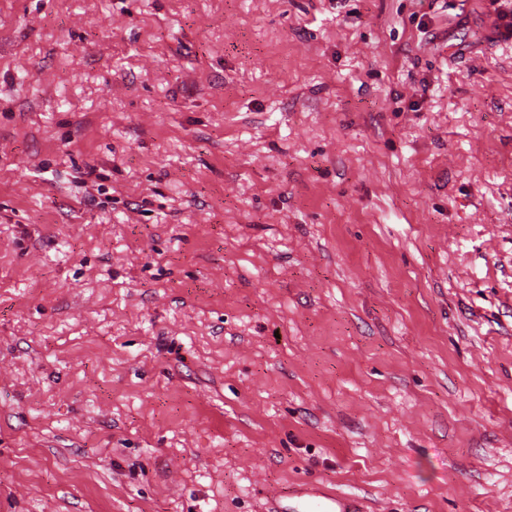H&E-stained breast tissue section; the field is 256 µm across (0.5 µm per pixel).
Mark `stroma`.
I'll use <instances>...</instances> for the list:
<instances>
[{
	"label": "stroma",
	"instance_id": "35a3bbf8",
	"mask_svg": "<svg viewBox=\"0 0 512 512\" xmlns=\"http://www.w3.org/2000/svg\"><path fill=\"white\" fill-rule=\"evenodd\" d=\"M489 9L0 0V512H512ZM266 512H364L356 496L337 492L319 482H301L271 498Z\"/></svg>",
	"mask_w": 512,
	"mask_h": 512
}]
</instances>
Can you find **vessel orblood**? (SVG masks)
Listing matches in <instances>:
<instances>
[{
  "label": "vessel or blood",
  "instance_id": "vessel-or-blood-1",
  "mask_svg": "<svg viewBox=\"0 0 512 512\" xmlns=\"http://www.w3.org/2000/svg\"><path fill=\"white\" fill-rule=\"evenodd\" d=\"M266 512H364L362 501L318 482H301L272 496Z\"/></svg>",
  "mask_w": 512,
  "mask_h": 512
}]
</instances>
